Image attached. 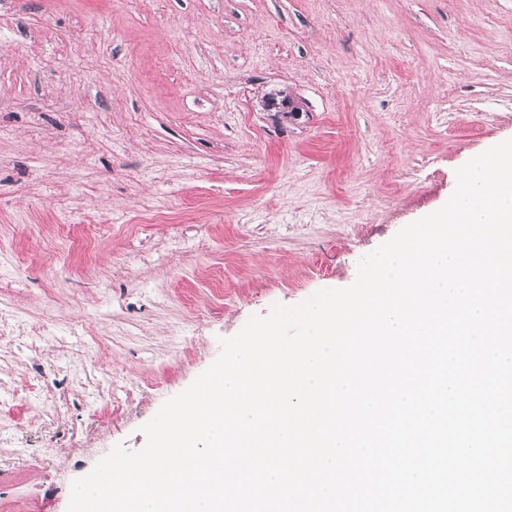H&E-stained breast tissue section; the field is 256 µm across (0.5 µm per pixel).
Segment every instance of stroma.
<instances>
[{
	"label": "stroma",
	"instance_id": "1",
	"mask_svg": "<svg viewBox=\"0 0 512 512\" xmlns=\"http://www.w3.org/2000/svg\"><path fill=\"white\" fill-rule=\"evenodd\" d=\"M507 139L512 0H0V512H67L220 338Z\"/></svg>",
	"mask_w": 512,
	"mask_h": 512
}]
</instances>
